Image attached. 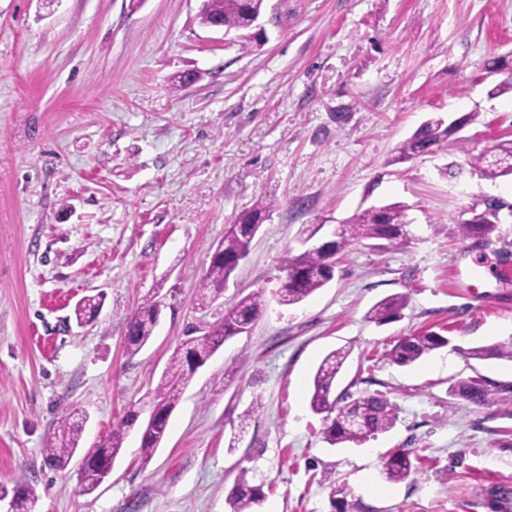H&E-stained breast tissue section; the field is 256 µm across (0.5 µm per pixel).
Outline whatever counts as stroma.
<instances>
[{
	"label": "stroma",
	"mask_w": 512,
	"mask_h": 512,
	"mask_svg": "<svg viewBox=\"0 0 512 512\" xmlns=\"http://www.w3.org/2000/svg\"><path fill=\"white\" fill-rule=\"evenodd\" d=\"M199 6L0 0V484L32 486L37 512H227L244 470L260 512H335L336 498L348 512H488L486 493L512 486V407L453 401L448 387L512 385V362L467 356L512 336V180L470 165L512 139V93L492 92L512 58V0H265L267 39L250 51L200 26ZM189 70L200 80L174 88ZM469 112L447 142L399 159L428 117ZM262 197L274 207L248 256L201 306L209 247ZM491 199L490 238L460 235L463 213ZM393 201L409 207V239L353 244L325 288L277 303L303 226L327 234ZM478 265L485 277L470 279ZM258 288L265 310L197 371L149 463L135 428L93 493L45 464L63 418L82 423V447L104 439L180 344ZM97 293L101 312L77 326L75 304ZM396 293L399 320L367 321ZM155 294L159 327L128 355L129 320ZM428 330L451 346L384 361ZM343 346L337 392L382 393L397 421L332 448L309 392ZM399 449L418 468L390 483L382 461Z\"/></svg>",
	"instance_id": "stroma-1"
}]
</instances>
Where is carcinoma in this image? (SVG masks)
Wrapping results in <instances>:
<instances>
[{
  "label": "carcinoma",
  "instance_id": "obj_1",
  "mask_svg": "<svg viewBox=\"0 0 512 512\" xmlns=\"http://www.w3.org/2000/svg\"><path fill=\"white\" fill-rule=\"evenodd\" d=\"M264 0H203L197 19L204 27H224V32L239 31L240 46L250 50L260 42L261 33L254 30V19L263 11ZM450 128L440 116L423 122L399 148V157L412 158L433 149L446 141ZM472 167L489 180L512 178V140L499 141L473 158ZM274 207L273 202L260 200L253 209L241 214L229 226L221 241L222 254L211 255L209 267L199 283V300L205 305L224 292L234 272L231 259L250 251L253 233L259 223ZM408 206L401 202L370 207L354 214L339 225L336 239L328 243L333 253L338 254L350 245L363 240H380L394 246L404 242L409 234ZM494 212L483 211L478 220L458 225V231L466 237L488 238L496 225L491 217ZM282 270L288 284L279 288L275 296L283 306L299 304L331 281L333 268L328 265L325 252L308 248L298 255L286 253ZM103 297L94 296L81 300L74 308L76 323L82 325L90 320L94 311L102 304ZM405 294L388 296L377 302L368 312L367 318L383 325L400 317L406 307ZM266 294L262 288L244 295L232 307L224 311V319L207 329L203 335L182 343L174 352L169 365L156 387L148 392L146 405L153 409L156 427L143 429L140 456L146 465L165 433L168 419L182 393L192 381L196 369L210 358L238 331L255 321L265 309ZM162 303L153 295L147 298L128 323L125 340L129 356L137 355L150 341L160 321ZM450 344V339L438 332L427 331L400 339L386 354V360L397 366H408L431 352ZM350 350L344 348L329 352L319 365L313 379L310 396L311 409L325 415L323 431L325 442L332 447L346 444L361 445L380 433L389 431L396 422L395 405L378 393H366L356 398L346 394L334 395L336 377L346 361ZM473 359L498 358L512 361V337L491 346L468 349ZM448 395L459 397L476 405L487 403L493 395L489 381L482 377L459 381L448 387ZM141 416V409H131L113 424L110 435L93 448L85 451L81 467L88 469L87 476L112 473V466L123 448L128 431ZM80 427L66 419L57 432L47 439L44 446L46 464L58 471L68 469L79 451ZM414 468L410 453L398 450L383 462L382 474L389 482H399L410 476ZM11 497L15 512H35L39 500L35 489L16 488L12 491L0 486V498ZM264 500L261 487L250 484L247 472L239 474L237 481L225 496L228 512H259Z\"/></svg>",
  "mask_w": 512,
  "mask_h": 512
}]
</instances>
